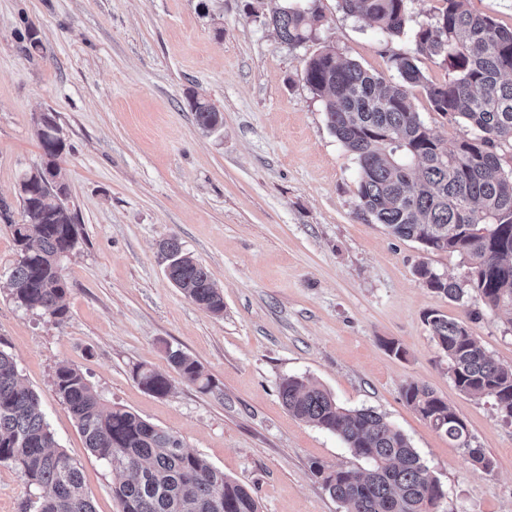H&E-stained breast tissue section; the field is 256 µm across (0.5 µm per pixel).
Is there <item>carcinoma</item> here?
<instances>
[{
    "label": "carcinoma",
    "instance_id": "cac0c4a2",
    "mask_svg": "<svg viewBox=\"0 0 512 512\" xmlns=\"http://www.w3.org/2000/svg\"><path fill=\"white\" fill-rule=\"evenodd\" d=\"M408 0H339L341 10L363 17L398 36ZM434 21L415 35L414 47L389 57L393 82L341 58L328 48L306 61L303 81L324 104L328 128L358 159L359 210L392 234L416 241L427 253L459 255L468 265L460 284L428 264L416 268L434 293L461 301L470 293L490 311H512V29L464 7L467 0H443ZM319 0L291 3L272 11L266 22L291 46L310 39L323 25ZM426 55L448 63L455 75L437 84L417 65ZM419 87L432 110L450 125L463 123L471 137L443 142L425 124L410 97ZM199 127L211 132L221 113L192 96L188 101ZM44 165L56 169L66 143L57 121L36 129ZM8 221L17 247L8 280L15 302L63 321L68 283L61 265L82 238L68 198L52 201L50 189L35 184L23 193L20 220ZM166 272L179 290L215 315L224 296L207 267L186 252L173 235L159 244ZM435 345L448 358V375L466 394L494 401L512 422V367L496 363L462 322L426 314ZM170 366L187 383L206 391L199 363L180 350L166 352ZM134 376L147 391L164 395L166 376L138 366ZM57 393L68 406L86 447L117 474L112 488L121 512H258L253 494L224 476L202 456L186 449L175 434L123 408L105 409L84 374L72 365L56 370ZM279 394L295 418L339 436L369 469L312 470L343 512H433L445 497L408 438L369 408L340 406L326 390L287 377ZM406 404L448 441L464 449L485 472L493 463L472 445L466 424L448 400L411 382ZM0 463L14 466L35 489V512H95L78 466L62 451L41 411L38 397L24 385L11 354L0 350Z\"/></svg>",
    "mask_w": 512,
    "mask_h": 512
}]
</instances>
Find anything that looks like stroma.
Listing matches in <instances>:
<instances>
[{
  "mask_svg": "<svg viewBox=\"0 0 512 512\" xmlns=\"http://www.w3.org/2000/svg\"><path fill=\"white\" fill-rule=\"evenodd\" d=\"M285 2L0 0V208L19 212L22 178L43 160L34 117L52 112L84 233L63 262L60 322L12 299L16 250L0 219V349L37 394L96 512H120L117 476L91 454L55 390L63 364L82 371L105 408L174 433L251 490L260 512H342L311 465H363L338 436L288 412L279 395L288 376L344 407L373 409L404 433L445 490L436 512H512V425L491 399L454 387L424 316L464 321L504 366H512V324L478 298L438 296L415 274L425 262L464 281L460 257L423 252L362 216L357 157L302 80L306 60L328 47L388 74L389 55L412 48L441 0H408L399 36L344 14L338 0H319L324 23L296 47L265 22ZM191 96L220 112L218 131L200 129ZM172 235L209 269L222 315L169 279L158 245ZM389 341L403 357L386 351ZM170 348L200 364L209 390L180 378ZM139 365L165 374L170 392L143 389ZM411 382L451 403L492 472L406 405Z\"/></svg>",
  "mask_w": 512,
  "mask_h": 512,
  "instance_id": "35a3bbf8",
  "label": "stroma"
}]
</instances>
